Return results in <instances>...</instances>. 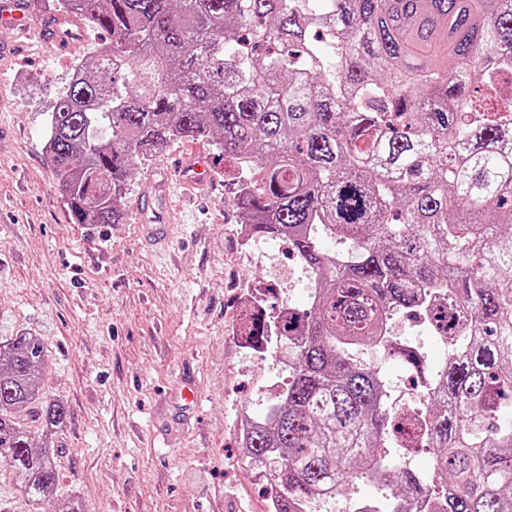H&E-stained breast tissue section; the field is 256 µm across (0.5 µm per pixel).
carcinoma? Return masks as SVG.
I'll use <instances>...</instances> for the list:
<instances>
[{"label": "carcinoma", "mask_w": 512, "mask_h": 512, "mask_svg": "<svg viewBox=\"0 0 512 512\" xmlns=\"http://www.w3.org/2000/svg\"><path fill=\"white\" fill-rule=\"evenodd\" d=\"M52 3L109 37L46 104L72 221L122 223L136 166L205 139L234 160L252 237L309 272L308 307L253 310L245 328L250 349L288 348L241 440L271 512H319L356 482L402 488L360 512H512V0ZM403 311L448 348L405 414L360 357L396 353ZM44 371L39 337L0 344V461L39 507L66 418ZM397 438L433 451L431 480L390 453Z\"/></svg>", "instance_id": "carcinoma-1"}]
</instances>
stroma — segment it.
I'll return each mask as SVG.
<instances>
[{
	"label": "stroma",
	"mask_w": 512,
	"mask_h": 512,
	"mask_svg": "<svg viewBox=\"0 0 512 512\" xmlns=\"http://www.w3.org/2000/svg\"><path fill=\"white\" fill-rule=\"evenodd\" d=\"M58 49L34 36L0 53V343L40 337L45 389L62 399L53 512L81 496L89 512H268L270 494L237 431L242 412L265 413V386L288 373L285 348L242 347L233 333L246 289H274L298 308L310 276L285 245L256 239L242 259L241 215L224 189V161L207 141L176 142L134 171L129 198L176 161L206 155L211 184L176 209L166 249L145 242L134 217L72 223L45 152V104L99 34L72 29ZM398 341L417 346L426 371L446 347L395 317ZM393 392L419 374L404 359L364 353ZM198 389L184 401V380Z\"/></svg>",
	"instance_id": "stroma-1"
}]
</instances>
